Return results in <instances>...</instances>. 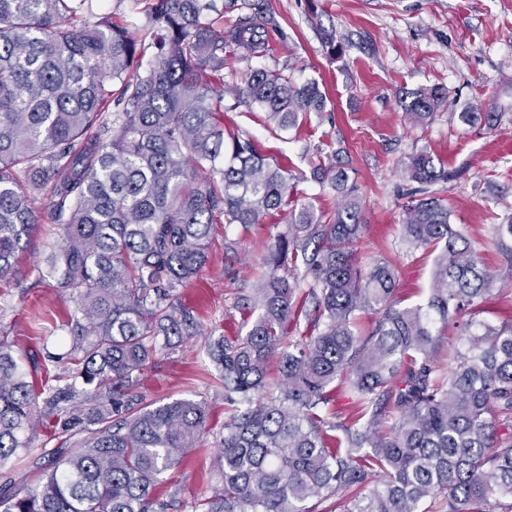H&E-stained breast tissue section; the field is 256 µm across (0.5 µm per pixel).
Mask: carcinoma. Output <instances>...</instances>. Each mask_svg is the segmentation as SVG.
Returning a JSON list of instances; mask_svg holds the SVG:
<instances>
[{
    "label": "carcinoma",
    "mask_w": 512,
    "mask_h": 512,
    "mask_svg": "<svg viewBox=\"0 0 512 512\" xmlns=\"http://www.w3.org/2000/svg\"><path fill=\"white\" fill-rule=\"evenodd\" d=\"M144 34L106 17L73 20L92 0H0V279L37 224V195L51 185L62 245L46 259L56 288L77 302L65 353L73 368L35 390L0 340V469L49 424L52 469L22 492L0 488V512H168L162 476L195 447L206 403H143L137 375L193 336L180 290L206 263L215 224L246 229L288 212L265 258L267 271L243 313L245 336H220L212 356L230 416L214 466L224 485L201 512H315L312 500H346L343 512H423L441 495L448 512H512V321L476 319L498 289L470 238L450 223L445 199L425 186L454 177L427 151L405 173L401 240L436 252L426 302L401 305L391 261H357L364 198L339 166L313 179L336 188L329 217L289 204L279 164L251 139L224 136V53L266 51L273 17L257 4L231 26L213 0H135ZM152 52V66L141 74ZM286 131L325 109L315 81L264 68L238 89ZM112 104V119L105 114ZM446 103L438 88L408 93L403 111L429 121ZM512 264V223L492 225ZM304 267L313 284L298 294ZM374 314L355 330L360 313ZM305 319L308 332L290 338ZM458 337L450 367L434 366L437 324ZM283 386L262 394L267 361ZM347 385L353 413L330 411ZM95 425L80 448L60 432Z\"/></svg>",
    "instance_id": "1"
}]
</instances>
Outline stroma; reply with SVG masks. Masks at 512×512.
Wrapping results in <instances>:
<instances>
[{
  "label": "stroma",
  "mask_w": 512,
  "mask_h": 512,
  "mask_svg": "<svg viewBox=\"0 0 512 512\" xmlns=\"http://www.w3.org/2000/svg\"><path fill=\"white\" fill-rule=\"evenodd\" d=\"M277 26L267 33L264 56H226L224 128L249 137L287 172L299 196L318 212L332 213L340 198L311 178L316 163L339 158L365 200L359 256L363 264L385 257L399 271L398 296L407 305L424 303L432 286L435 255L407 250L400 242L404 167L428 150L460 178L433 185L448 202L452 223L474 241L482 265L498 274L504 288L483 307L484 320H512V266L486 241L491 227L512 221V0H266ZM335 30L341 48L330 52L322 33ZM283 71L295 81L318 82L327 96L322 113L294 129L275 130L264 112L239 104L236 91L251 70ZM436 86L447 104L426 124L402 112L405 92ZM465 112H494L495 127L464 123ZM50 193L36 201L38 223L15 259V272L0 280V338L9 342L34 385L56 367L45 351L67 348L66 324L77 304L57 292L46 277L43 257L60 245V230L49 208ZM272 216L249 228L214 225L209 260L181 290L198 323L197 335L172 338V346L141 376L145 402L175 398L202 400L208 422L196 447L158 485L161 498H175L172 512H195L200 501L221 488L212 467L224 436L228 412L224 389L208 346L212 338L245 335L250 321L239 309L264 270L266 249L282 224ZM237 250L224 251L225 238ZM54 443L38 427L13 467L0 469V486L22 489L50 466Z\"/></svg>",
  "instance_id": "1"
}]
</instances>
